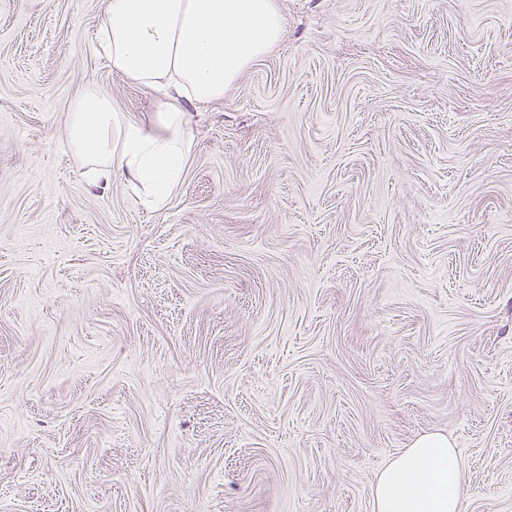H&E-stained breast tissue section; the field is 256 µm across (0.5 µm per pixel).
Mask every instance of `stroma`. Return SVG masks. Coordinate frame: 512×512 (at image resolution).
Segmentation results:
<instances>
[{"instance_id":"stroma-1","label":"stroma","mask_w":512,"mask_h":512,"mask_svg":"<svg viewBox=\"0 0 512 512\" xmlns=\"http://www.w3.org/2000/svg\"><path fill=\"white\" fill-rule=\"evenodd\" d=\"M167 209L66 142L103 0H0V512H371L419 436L512 512V0H279Z\"/></svg>"}]
</instances>
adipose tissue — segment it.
<instances>
[{
  "label": "adipose tissue",
  "mask_w": 512,
  "mask_h": 512,
  "mask_svg": "<svg viewBox=\"0 0 512 512\" xmlns=\"http://www.w3.org/2000/svg\"><path fill=\"white\" fill-rule=\"evenodd\" d=\"M278 0H104L97 48L113 72L155 91L153 129L121 122L95 86L73 99L67 143L94 183L120 178L144 204L166 209L185 176L187 104L224 92L282 39ZM458 453L447 436L416 439L381 471L372 512H462Z\"/></svg>",
  "instance_id": "ef3b65f1"
}]
</instances>
